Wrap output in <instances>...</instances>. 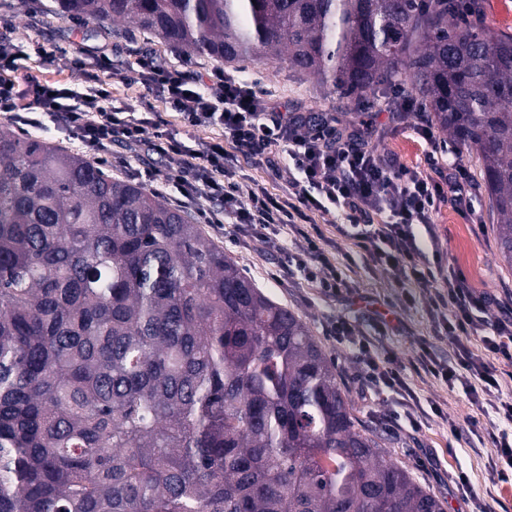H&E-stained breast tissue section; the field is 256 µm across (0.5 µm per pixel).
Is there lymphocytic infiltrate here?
I'll return each instance as SVG.
<instances>
[{
  "mask_svg": "<svg viewBox=\"0 0 512 512\" xmlns=\"http://www.w3.org/2000/svg\"><path fill=\"white\" fill-rule=\"evenodd\" d=\"M14 68L13 43L0 36V113L25 128L38 129L51 120L100 160L116 142L143 146L172 160L165 178L179 187L186 202H194L204 190L218 204L220 215L206 216V223H216L222 215L245 237L290 235V244L281 248L279 276L302 273L325 299L351 294L352 288L322 247V233L305 231L299 221L309 211H341L346 221L337 230L349 235L354 255L379 266L402 290L390 309L376 313L373 330L399 327L402 311L425 303L442 326L454 358L438 359L424 344L416 367L449 386L462 379L473 381L470 396L476 406L481 394L498 388V364H512V320L487 327L480 313L488 297L476 294L465 277L450 268L432 224L433 214L447 200L460 216L473 214L463 169L451 167L444 182L421 176L397 158L377 152L373 122L346 127L329 113L314 121L303 112L275 111L248 80L220 68L192 80L183 69L161 67L145 58L138 62L136 83L161 96L185 126L221 125L222 137L199 142L193 149L161 130L152 118L113 112L108 89H98L82 106L70 108L64 103L67 88L36 79L19 88L9 76ZM228 142L250 156L284 146L297 172L284 196L244 192L226 170ZM326 335L329 341L353 347V359L375 394L406 391L395 357L379 352L370 332L357 328L349 317L331 322ZM476 339L482 343L478 351L472 347Z\"/></svg>",
  "mask_w": 512,
  "mask_h": 512,
  "instance_id": "lymphocytic-infiltrate-1",
  "label": "lymphocytic infiltrate"
}]
</instances>
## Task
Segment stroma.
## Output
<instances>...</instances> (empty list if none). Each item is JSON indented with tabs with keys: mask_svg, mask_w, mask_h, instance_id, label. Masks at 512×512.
<instances>
[{
	"mask_svg": "<svg viewBox=\"0 0 512 512\" xmlns=\"http://www.w3.org/2000/svg\"><path fill=\"white\" fill-rule=\"evenodd\" d=\"M50 2L0 0V32L8 33L15 43L19 74L31 73L43 80L60 82L70 91L69 106H80L91 87L84 77L85 72L96 73L101 84L112 91L113 111L161 113L168 122V131L192 148L199 140L220 136L221 127H186L160 98L144 95L142 89L132 83L136 61L149 55L164 66H184L192 78L220 66L228 73L249 80L280 112H331L346 126L357 124L367 113H374L379 152L398 157L407 167L437 179L447 174L449 163L457 161L465 167L471 182L479 180L477 159L463 148L452 155L440 153L437 167L428 165L430 147L413 131L414 126L426 123L425 113L412 114L406 125H396L389 122L384 101L376 95L347 99L333 86L289 76L287 68L273 59L222 65L212 58L187 56L181 48L168 45L131 22L116 28L107 23L99 25L90 36L83 24L43 13V6ZM41 46L53 50L54 58L40 60L36 50ZM76 56L84 58L85 72L72 70L70 61ZM111 162L110 172L114 178L138 186L145 180L146 167H154L159 174L169 167L168 161L158 158L144 163L137 153L119 144L112 148ZM289 176L288 157L281 147L274 148L268 160L242 156L237 162L236 177L240 182L274 197L282 194ZM433 222L448 253L449 264L465 276L471 288L504 302L512 300V272L504 268L499 258L483 190L475 192L472 218H462L445 202L434 214ZM203 230L223 246L225 254L267 295L302 317L312 336L322 341L324 350L335 362L355 415L381 436L382 446L394 464L407 470L414 481L443 501L445 512H461L463 508L452 482L461 471L468 474L474 491L490 512H512V485L500 481L493 465V439L504 427L495 410L497 398L484 397L483 411H476L463 382L447 387L410 366L423 339L439 358L445 360L450 355L448 343L441 337L442 327L431 320L423 304H416L404 313L400 331L376 336L379 346L394 353L406 366V381L416 401L415 409L410 411L401 406L394 393L378 398L370 395L357 374L349 349L325 340L326 328L334 318L347 315L360 328H368L374 311L384 310L386 303L399 295L397 284L379 268L361 261L347 270V278L359 294L356 304H349L342 298L322 300L302 279L282 282L271 277V270L281 259L279 243L255 239L239 243L233 224L228 222L207 224ZM434 402L440 404L443 417L429 414L428 408ZM414 413L424 417L421 429H413L409 422ZM473 415L479 418L475 428L467 423Z\"/></svg>",
	"mask_w": 512,
	"mask_h": 512,
	"instance_id": "1",
	"label": "stroma"
}]
</instances>
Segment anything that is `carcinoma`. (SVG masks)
Here are the masks:
<instances>
[{
  "mask_svg": "<svg viewBox=\"0 0 512 512\" xmlns=\"http://www.w3.org/2000/svg\"><path fill=\"white\" fill-rule=\"evenodd\" d=\"M220 61L398 92L476 152L512 271V33L454 0H56ZM0 512H444L307 324L187 213L0 125Z\"/></svg>",
  "mask_w": 512,
  "mask_h": 512,
  "instance_id": "cac0c4a2",
  "label": "carcinoma"
}]
</instances>
